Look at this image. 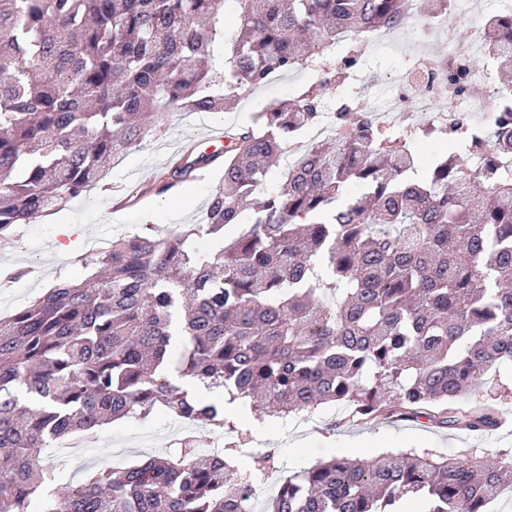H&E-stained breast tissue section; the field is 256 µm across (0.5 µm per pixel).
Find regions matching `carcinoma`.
I'll use <instances>...</instances> for the list:
<instances>
[{
    "label": "carcinoma",
    "mask_w": 512,
    "mask_h": 512,
    "mask_svg": "<svg viewBox=\"0 0 512 512\" xmlns=\"http://www.w3.org/2000/svg\"><path fill=\"white\" fill-rule=\"evenodd\" d=\"M407 0H0V243L18 224L93 188L110 162L165 133L161 112H225L273 74L314 67L347 31L402 27ZM237 19L224 29V14ZM481 38L494 82L512 93V10ZM223 72L212 75L216 43ZM361 57L254 115L224 157L190 156L157 189L217 162L206 223L165 238L136 233L0 318V512H30L52 481L42 450L107 421L163 406L220 428L224 401L188 395L192 377L262 416L333 404L359 420L424 418L491 431L490 378L512 364V173L468 155L415 177L407 138L370 124L346 97L338 134L309 145L281 185L257 192L286 141L323 122L322 99ZM469 151L512 154V133L431 126ZM312 215L310 224L299 216ZM240 226L232 241L224 227ZM222 242L192 247L199 232ZM251 474L238 449L200 457L193 438L166 456L106 467L41 512H238ZM512 491L496 461L394 453L334 458L283 483L267 512H490Z\"/></svg>",
    "instance_id": "obj_1"
}]
</instances>
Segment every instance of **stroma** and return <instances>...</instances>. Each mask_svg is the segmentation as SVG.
I'll return each mask as SVG.
<instances>
[{
    "mask_svg": "<svg viewBox=\"0 0 512 512\" xmlns=\"http://www.w3.org/2000/svg\"><path fill=\"white\" fill-rule=\"evenodd\" d=\"M409 47V36L403 31L394 33L391 48L365 47L358 68L363 80L398 76L400 53ZM319 78V73L310 69L276 75L274 83L255 88L241 98L235 111L222 114L223 124L231 128L250 122L257 105L267 106L291 97ZM167 172L155 143H147L115 159L99 186L34 223L16 225L11 244L0 246V271L34 266L39 274L0 287V317L13 314L58 279L84 275L82 261L94 257L95 251L80 244L72 253H59L58 232L64 226L75 224L87 238L109 241L118 233L131 235L148 229L162 236L184 225L203 223L205 204L222 179V166H212L197 175L187 193L164 198L155 194L154 187ZM499 410L509 423L488 433L438 428L421 420L395 417L340 424L336 421L340 409L332 404L317 408V424L298 428L288 419L260 417L248 403L237 401L225 408L236 430L225 433L224 439L234 441L236 432L241 431L246 433L250 448L275 451L277 470L262 477L269 488L275 489L296 471L334 457L370 458L386 451L411 450L445 454L464 451L491 457L502 450L512 451V399L500 403ZM166 417V412L160 410L142 420L120 419L104 426L94 445L44 449V462L54 469L55 478L40 489V496L54 495L81 483L88 472L102 466L121 465L123 458L113 454L114 443H121L130 458L178 448L182 435L167 427Z\"/></svg>",
    "mask_w": 512,
    "mask_h": 512,
    "instance_id": "obj_1",
    "label": "stroma"
}]
</instances>
